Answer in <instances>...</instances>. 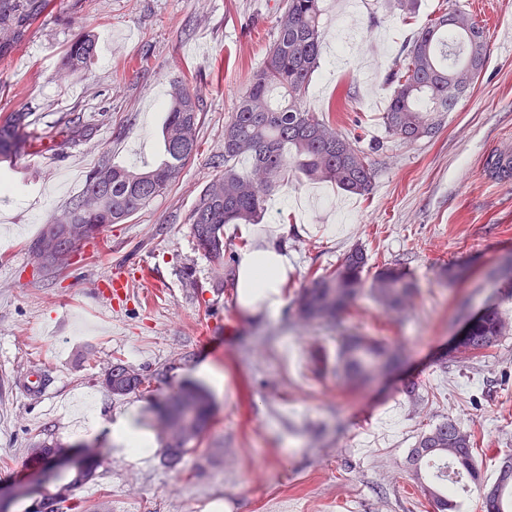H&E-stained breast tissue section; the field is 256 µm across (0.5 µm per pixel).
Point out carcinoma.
Here are the masks:
<instances>
[{"mask_svg": "<svg viewBox=\"0 0 512 512\" xmlns=\"http://www.w3.org/2000/svg\"><path fill=\"white\" fill-rule=\"evenodd\" d=\"M322 0H285L276 36L258 69L252 72L234 112L224 123L222 149L210 158L215 174L206 182L186 221L197 249L222 268L233 261L224 245V225L257 221L270 190L284 184L288 166L295 164L309 180L336 185L342 191L363 196L372 188L375 171L371 154L355 138L336 129L326 118L311 111L306 98L323 48ZM53 0H0V58L20 48L30 27L52 11ZM96 57L94 36L79 34L68 46L65 61L70 68L85 69ZM484 27L456 9L428 21L403 46L396 68L387 77L392 88L383 116L387 133L403 145L434 136L444 116L455 110L459 97L469 90L486 65ZM203 108L196 82L175 80L162 125L163 159L141 170L112 163L104 156L88 175L83 190L72 198L62 215L46 225L29 245L40 261L43 276L55 277L70 266L71 255L84 239L94 237L105 224H123L163 194L179 178L197 150V130ZM30 113L14 112L0 122V163H13L33 151L36 141L28 131ZM92 135V127L76 122L63 131L65 143H77ZM245 157L250 170L241 171L236 160ZM368 257L360 247L346 253L336 268L313 278L299 295L295 309L303 323L336 319L349 310L364 290L363 270ZM372 295L386 309L408 308L413 290L405 273L387 268L374 280ZM467 331L458 338L454 357L470 362L512 335V319L492 308L466 318ZM399 354L380 340L347 336L337 354L336 378L356 384L371 375L381 362L395 363ZM128 367L113 359L102 385L114 395L147 389L144 371L133 386H117L115 371ZM213 420L211 400L196 386L182 387L160 410L164 458L170 465L198 447ZM474 437L462 422L446 417L417 435L405 458V469L437 512H459L456 494L439 477L434 464L451 462L468 475L481 499L482 512H512V452L499 457L495 480L488 484L473 452ZM64 444L47 438L32 444L45 462ZM98 462L83 458L80 469L88 477L63 479L48 469L43 489L47 504L32 512H85L74 498L80 485L96 476Z\"/></svg>", "mask_w": 512, "mask_h": 512, "instance_id": "1", "label": "carcinoma"}]
</instances>
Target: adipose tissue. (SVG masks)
Segmentation results:
<instances>
[{"mask_svg":"<svg viewBox=\"0 0 512 512\" xmlns=\"http://www.w3.org/2000/svg\"><path fill=\"white\" fill-rule=\"evenodd\" d=\"M287 225H277L275 234L256 250L237 257V304L241 315L277 317L284 305L282 288L288 277V255L283 235ZM112 439L124 453L144 459L152 452V441L139 423L138 408H131L112 425Z\"/></svg>","mask_w":512,"mask_h":512,"instance_id":"adipose-tissue-1","label":"adipose tissue"}]
</instances>
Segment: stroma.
I'll list each match as a JSON object with an SVG mask.
<instances>
[{
    "instance_id": "1",
    "label": "stroma",
    "mask_w": 512,
    "mask_h": 512,
    "mask_svg": "<svg viewBox=\"0 0 512 512\" xmlns=\"http://www.w3.org/2000/svg\"><path fill=\"white\" fill-rule=\"evenodd\" d=\"M453 3L487 32L481 75L434 137L403 145L382 123L384 84L403 45ZM283 0H54L21 48L0 58V119L32 115L40 153L18 159L0 192V497L10 512H30L37 478L26 464L40 435L84 443L100 467L77 489L88 512H433L404 468L426 425L452 416L474 434L477 457L493 477L497 452L512 449V337L486 361L462 365L450 349L471 315L496 305L512 317V179L492 158L512 151V0H421L402 20L392 0H323L324 54L307 105L337 129L381 148L369 194L314 184L297 170L266 199L257 228L224 227L237 251L252 248L272 224L289 233L288 282L278 318L246 319L234 282L195 295L198 280L221 276L198 252L185 219L211 178V154L224 124L262 63ZM95 35L92 70H70L65 51ZM194 79L204 100L199 150L179 180L124 224L83 242L75 264L53 279L37 273L29 243L79 193L103 155L130 169L156 162L170 83ZM351 87L352 95L339 92ZM83 117L91 139L58 146L59 126ZM368 263L365 282L401 262L415 293L392 313L363 291L333 324L295 322L296 300L313 271L334 268L353 247ZM128 292L109 298L110 279ZM383 339L402 350L393 370L356 388L339 386L312 358L334 359L342 336ZM150 378L145 392L115 396L99 384L112 357ZM219 370L211 388L215 423L197 450L171 466L163 458L157 410L181 384L198 382L200 364ZM40 365L56 377L37 402L12 386L13 373ZM422 385L420 403L401 392ZM93 405L101 431L83 428ZM153 435V451L134 460L108 427L129 406Z\"/></svg>"
}]
</instances>
